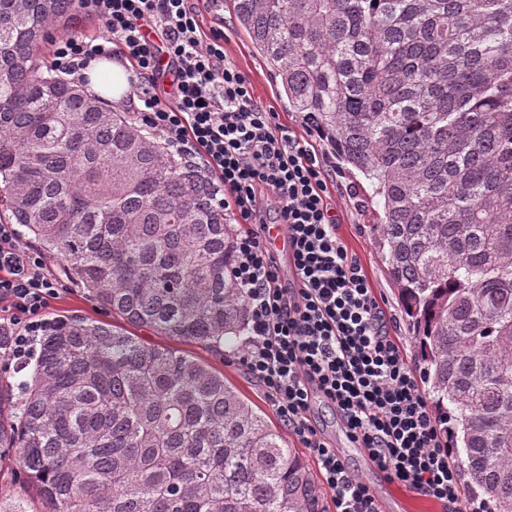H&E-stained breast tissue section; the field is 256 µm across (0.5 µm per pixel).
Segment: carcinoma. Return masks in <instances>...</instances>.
<instances>
[{
  "label": "carcinoma",
  "mask_w": 512,
  "mask_h": 512,
  "mask_svg": "<svg viewBox=\"0 0 512 512\" xmlns=\"http://www.w3.org/2000/svg\"><path fill=\"white\" fill-rule=\"evenodd\" d=\"M276 94L377 199L370 231L472 512H512V0H231ZM74 0H0V201L101 305L221 348L247 311L204 172L38 49ZM45 512H323L310 468L170 347L49 321L0 463Z\"/></svg>",
  "instance_id": "obj_1"
}]
</instances>
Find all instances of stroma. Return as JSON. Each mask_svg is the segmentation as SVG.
I'll use <instances>...</instances> for the list:
<instances>
[{
    "label": "stroma",
    "instance_id": "1",
    "mask_svg": "<svg viewBox=\"0 0 512 512\" xmlns=\"http://www.w3.org/2000/svg\"><path fill=\"white\" fill-rule=\"evenodd\" d=\"M205 24L209 27L223 28L224 52L229 61L248 75L256 100L273 107L279 114L280 123L287 127L291 135L304 139L311 138L312 133L300 115L289 111L287 106L277 99L267 67L256 56L247 38L237 28L230 0H218L213 11L207 15ZM371 192L368 180L357 181L347 175L337 174L333 193L340 235L349 251L359 257L375 294L381 300L387 316L393 320L395 335L399 336L405 345L410 346L413 345L414 338L369 232L370 224L376 220L375 206L368 201ZM46 271L60 284L59 296L52 300L48 309L49 317L78 315L94 321L111 322V313L97 304L84 288L63 272L55 259H47ZM138 334L145 340H158L159 344L178 349L223 371L225 380L264 413L269 422L278 427L289 447H298V440L289 432L287 426L283 425L260 383L235 362L232 349H225L224 353L218 354L190 342L163 336L153 337L151 331L144 328L139 329ZM314 414L324 437L338 449L352 475L368 483L374 493L381 496L384 504L395 505L398 512H441L438 504L388 482L381 472L367 466L362 454L346 437L331 408L324 403H316Z\"/></svg>",
    "mask_w": 512,
    "mask_h": 512
}]
</instances>
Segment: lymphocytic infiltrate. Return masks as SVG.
<instances>
[{"instance_id":"lymphocytic-infiltrate-1","label":"lymphocytic infiltrate","mask_w":512,"mask_h":512,"mask_svg":"<svg viewBox=\"0 0 512 512\" xmlns=\"http://www.w3.org/2000/svg\"><path fill=\"white\" fill-rule=\"evenodd\" d=\"M216 0H77L103 24L99 38L59 41L57 67L81 77L115 56L137 79L130 100L143 125L214 180V199L248 229L234 237L232 277L248 320L237 360L259 381L295 437L314 457L333 512H383L312 419L332 406L351 441L385 478L460 512L462 487L448 439L392 336L359 259L331 213V190L312 142L291 136L224 54V31L204 32ZM275 199L288 234L291 281H282L265 240L262 212ZM42 253L0 223V335L25 355L45 324L59 285Z\"/></svg>"}]
</instances>
